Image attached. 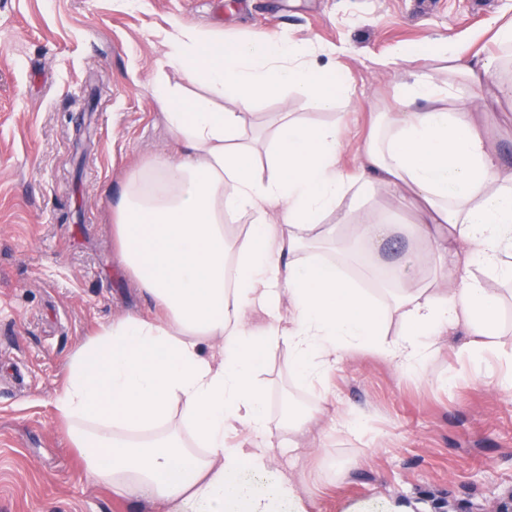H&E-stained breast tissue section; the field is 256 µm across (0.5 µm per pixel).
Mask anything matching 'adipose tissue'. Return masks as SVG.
Masks as SVG:
<instances>
[{
    "instance_id": "adipose-tissue-1",
    "label": "adipose tissue",
    "mask_w": 512,
    "mask_h": 512,
    "mask_svg": "<svg viewBox=\"0 0 512 512\" xmlns=\"http://www.w3.org/2000/svg\"><path fill=\"white\" fill-rule=\"evenodd\" d=\"M499 55L464 61L460 47L426 42L379 59L443 60L446 75L410 73L396 107L383 113L357 173L340 166L342 123L288 119L271 135L265 163L249 143L245 114L291 90L316 111L335 110L350 90L322 68L333 46L302 48L258 35L221 42L180 25L161 35L154 97L178 155L156 154L120 186L112 235L141 292L163 310L102 326L72 353L54 407L86 471L113 491L161 501L171 512H281L301 505L299 477L275 471V434H304L302 416L281 425L258 379L287 349L298 378L322 388L349 353L369 349L398 370L426 375L444 336L461 331L473 366L511 332L486 279L512 281V167L502 165L470 111L481 86L512 53V24L498 26ZM201 85L188 95L185 84ZM457 107H448L449 99ZM390 190L396 203H372ZM421 205L402 224L396 210ZM248 217L231 232L228 221ZM332 241L379 260L386 287H356L342 264L303 252ZM432 245L445 288L414 286L418 243ZM399 325L387 339L386 321Z\"/></svg>"
}]
</instances>
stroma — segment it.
<instances>
[{"mask_svg": "<svg viewBox=\"0 0 512 512\" xmlns=\"http://www.w3.org/2000/svg\"><path fill=\"white\" fill-rule=\"evenodd\" d=\"M512 0H0V512H167L87 478L54 400L75 348L127 315L159 317L121 265L112 205L132 170L174 152L152 87L159 35L181 24L223 40L259 33L340 48L350 102L316 112L295 95L260 100L249 127L282 113L344 119L341 164L353 171L376 113L393 108L422 59L378 58L427 41L490 55L489 27ZM512 166V99L474 111ZM464 333L426 377L355 352L326 381L327 402L298 382L287 350L266 363L268 409L312 412L303 439L280 433L274 466L303 479L307 512H512V335L482 371ZM358 420L360 433L346 423Z\"/></svg>", "mask_w": 512, "mask_h": 512, "instance_id": "stroma-1", "label": "stroma"}]
</instances>
